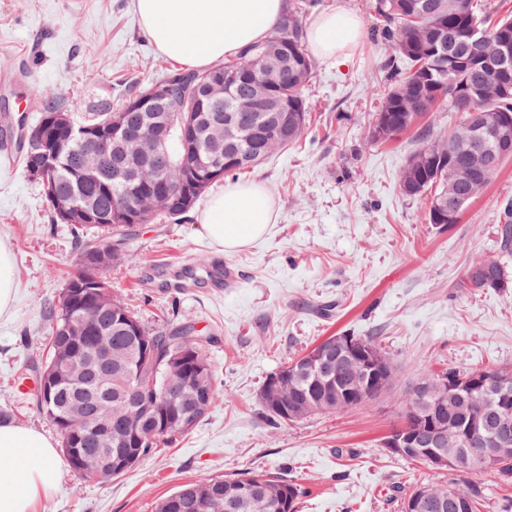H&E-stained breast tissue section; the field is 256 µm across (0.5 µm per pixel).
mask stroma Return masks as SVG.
Returning a JSON list of instances; mask_svg holds the SVG:
<instances>
[{
  "label": "stroma",
  "mask_w": 512,
  "mask_h": 512,
  "mask_svg": "<svg viewBox=\"0 0 512 512\" xmlns=\"http://www.w3.org/2000/svg\"><path fill=\"white\" fill-rule=\"evenodd\" d=\"M369 3L317 0L304 18L310 27L345 11L359 19L362 36L346 48L345 64L316 58L302 138L241 176L270 192L267 233L225 253L211 246L197 212L138 224L131 261L104 274L144 324L170 319L207 338L218 400L192 431L112 482L63 469L39 512H156L182 484L250 471L300 484L299 512H401L395 487L426 475L383 447L408 387L425 371L512 367V288L461 285L470 264L500 255L512 160L458 223L425 222L423 201L399 186L417 132L386 143L368 134L388 88ZM16 63L28 69L29 84L1 92L0 113L48 93L84 112L114 111L129 85L161 82L177 67L155 49L133 0H0V68ZM0 244L14 255L18 282L13 313L0 319V409L55 439L56 428L17 383L44 349L43 311L77 272L79 244L69 225L54 223L38 182L1 153ZM218 261L236 268L237 284L215 288L200 278L172 287L186 268ZM344 331L380 338L395 386L359 409L290 424L264 420L258 395L266 379Z\"/></svg>",
  "instance_id": "stroma-1"
}]
</instances>
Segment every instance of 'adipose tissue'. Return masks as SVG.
<instances>
[{
	"label": "adipose tissue",
	"mask_w": 512,
	"mask_h": 512,
	"mask_svg": "<svg viewBox=\"0 0 512 512\" xmlns=\"http://www.w3.org/2000/svg\"><path fill=\"white\" fill-rule=\"evenodd\" d=\"M135 7L156 49L190 68L237 55L268 36L284 13L283 0H135ZM360 35L358 19L338 12L321 18L309 38L317 54L340 64L344 46ZM270 218L265 188L242 183L215 194L199 222L214 245L233 251L264 236ZM61 472L51 439L20 423H0V512H38Z\"/></svg>",
	"instance_id": "ef3b65f1"
}]
</instances>
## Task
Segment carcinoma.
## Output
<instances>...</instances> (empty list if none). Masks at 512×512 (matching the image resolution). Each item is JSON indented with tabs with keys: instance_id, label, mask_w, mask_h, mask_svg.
I'll list each match as a JSON object with an SVG mask.
<instances>
[{
	"instance_id": "carcinoma-1",
	"label": "carcinoma",
	"mask_w": 512,
	"mask_h": 512,
	"mask_svg": "<svg viewBox=\"0 0 512 512\" xmlns=\"http://www.w3.org/2000/svg\"><path fill=\"white\" fill-rule=\"evenodd\" d=\"M308 8L305 0H299L270 37L215 67L204 71L174 70L169 74L166 83L169 84L174 108L170 122L176 126L180 124V109L184 106L191 104L199 109V129L173 140L172 164L169 167L148 168L133 181L115 178L103 184H90L77 176L81 146L70 143L62 148L55 167L39 178L47 199L67 196L100 209L117 207L134 194L154 192L171 180L191 175L199 158L206 156L217 157L220 162L227 163L224 167L226 175L252 170L271 155L270 151L258 148L257 143L269 128L279 123L284 112L294 117L295 125L288 132V139L276 149H285L297 142L308 123L306 90L315 67L302 23V14ZM371 9L379 21L373 36L390 49L381 65L390 85L370 125L371 139L381 143L391 141L419 128L422 119L439 108L462 114V120L448 127V131L421 137L420 146L410 155L399 176L402 190L413 181L420 182L421 190L413 197L427 201L424 220L432 224L433 212L448 185L450 161L445 159L448 146L474 143L471 150L457 157V163L472 172L471 177L456 184L454 213L458 218L484 192L497 168L512 160V152L498 153L496 135L498 118L505 112L512 114V86L505 92L496 80L499 71L512 76V54L501 57L499 71L489 72L470 61L472 48L467 34L475 27L480 29L488 51L493 52L500 35L506 33L512 38V18L488 24L486 12L490 7L480 0H373ZM265 58L281 71L282 76L265 91L267 101L263 107L249 108L246 106L247 94L255 85V73L259 72ZM219 71L235 74L236 86L224 94L223 104L216 105L198 95V90L203 82ZM424 74L441 88L440 94L434 96L415 91L418 79ZM466 84L476 86L480 91L471 96L465 95L459 87ZM244 114L250 115V120L234 139L223 143L213 137L212 128L216 122L232 119L237 124ZM385 116L389 120L387 133L379 139L375 129ZM486 154L498 155L496 168L487 170L482 166L481 159ZM187 213L189 210L178 207L163 212H147L143 214L141 223L152 224L161 218H179ZM500 222L501 258L497 264L511 286L512 204L504 206ZM95 228L112 231V243L120 246L116 262L130 261L125 241L131 225L97 224ZM100 279L102 270L88 266L80 267L79 272L72 276L76 285L63 289L58 305L49 307L45 312L49 323L48 351L44 358L32 362L31 366L35 375L31 399L58 430L68 464H73L75 457L85 454L107 457L116 455L122 448L138 451L135 461L121 469L80 473L82 478L97 483L119 477L153 449L186 433L178 426L166 432L154 431L152 423L140 416L138 390H153L159 394L169 385L175 387L179 395L173 400L172 408L178 413L183 412L185 405L201 390L208 393L212 404L219 397L212 364L200 343L197 347L204 362L201 370L187 377L167 373L168 361L183 351L181 336L189 333L188 328L171 326L162 331H152L115 296L101 317H91L89 309L95 306L102 294V289L98 288ZM131 322L138 326L136 335L129 333ZM107 343L112 344V353L116 354L112 359V381L64 378L57 384V396L50 400L45 398L43 381L60 362L58 353H64L76 365L94 363ZM307 357L308 354L304 353L280 370V374L294 384L288 398L299 403L323 398L336 389L341 380L340 369L336 366L328 371L303 370L302 364ZM505 397L512 402V382L507 389L480 400L473 410L466 408L449 413L453 425L464 432L455 445L462 459L455 469L446 473L435 469L426 459L405 457L407 461L427 467L430 474L403 491L401 503H406L419 488L428 487L445 498L452 493L457 501L468 506L467 512H478L488 494L477 481L480 473L470 470L463 459L481 447L490 433L485 431L474 437L465 431L474 414L481 410L487 415L493 413ZM82 400L96 402L102 414L110 412L126 419L128 429H112V447H106L103 436L97 432L95 420L72 414V406ZM445 475L448 482L444 484L439 478ZM188 488L193 489L194 497L178 496ZM301 495V486L291 480L262 472L247 473L240 477L210 478L184 484L162 499L156 506V512H297Z\"/></svg>"
}]
</instances>
